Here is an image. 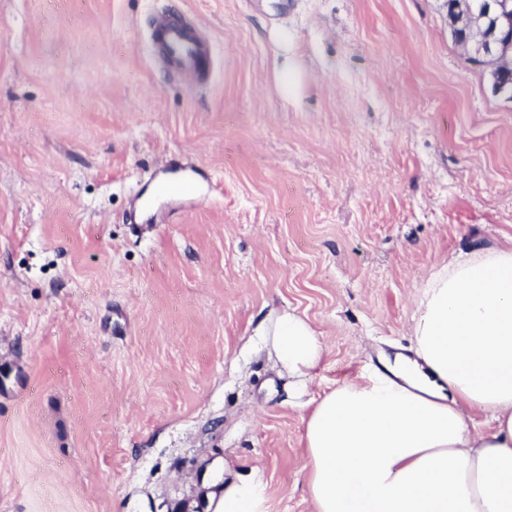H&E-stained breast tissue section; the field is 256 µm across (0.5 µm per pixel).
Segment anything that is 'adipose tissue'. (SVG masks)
I'll return each instance as SVG.
<instances>
[{
    "instance_id": "obj_1",
    "label": "adipose tissue",
    "mask_w": 512,
    "mask_h": 512,
    "mask_svg": "<svg viewBox=\"0 0 512 512\" xmlns=\"http://www.w3.org/2000/svg\"><path fill=\"white\" fill-rule=\"evenodd\" d=\"M417 306L411 355L309 400L314 512H512V247L451 258ZM260 334L307 388L326 354L311 323L273 311ZM218 506L267 512L264 487L230 482Z\"/></svg>"
}]
</instances>
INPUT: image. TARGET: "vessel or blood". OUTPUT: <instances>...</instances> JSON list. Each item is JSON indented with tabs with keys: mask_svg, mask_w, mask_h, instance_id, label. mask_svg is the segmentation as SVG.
I'll return each mask as SVG.
<instances>
[{
	"mask_svg": "<svg viewBox=\"0 0 512 512\" xmlns=\"http://www.w3.org/2000/svg\"><path fill=\"white\" fill-rule=\"evenodd\" d=\"M150 40L158 50L159 61L168 69L191 77L195 86L204 85L210 75L207 62L212 46L182 26L161 21L154 25Z\"/></svg>",
	"mask_w": 512,
	"mask_h": 512,
	"instance_id": "vessel-or-blood-1",
	"label": "vessel or blood"
}]
</instances>
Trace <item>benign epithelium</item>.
Wrapping results in <instances>:
<instances>
[{
	"label": "benign epithelium",
	"instance_id": "benign-epithelium-1",
	"mask_svg": "<svg viewBox=\"0 0 512 512\" xmlns=\"http://www.w3.org/2000/svg\"><path fill=\"white\" fill-rule=\"evenodd\" d=\"M448 17L467 56L489 74L492 93L511 101L505 76L512 70V0H452Z\"/></svg>",
	"mask_w": 512,
	"mask_h": 512
}]
</instances>
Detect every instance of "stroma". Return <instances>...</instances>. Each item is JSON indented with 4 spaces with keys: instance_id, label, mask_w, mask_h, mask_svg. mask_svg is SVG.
<instances>
[{
    "instance_id": "35a3bbf8",
    "label": "stroma",
    "mask_w": 512,
    "mask_h": 512,
    "mask_svg": "<svg viewBox=\"0 0 512 512\" xmlns=\"http://www.w3.org/2000/svg\"><path fill=\"white\" fill-rule=\"evenodd\" d=\"M160 16L207 87L153 60ZM505 245L512 102L448 0H0V512H215L228 460L312 512L260 318L315 327L313 397ZM152 44L158 49L157 59L169 70L191 77L195 87L204 85L210 72L207 61L212 46L173 22L160 21L150 33Z\"/></svg>"
}]
</instances>
